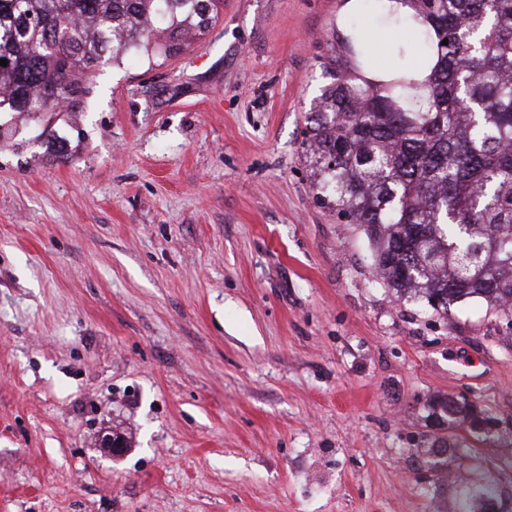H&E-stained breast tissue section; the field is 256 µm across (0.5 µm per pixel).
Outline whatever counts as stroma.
<instances>
[{"instance_id":"obj_1","label":"stroma","mask_w":512,"mask_h":512,"mask_svg":"<svg viewBox=\"0 0 512 512\" xmlns=\"http://www.w3.org/2000/svg\"><path fill=\"white\" fill-rule=\"evenodd\" d=\"M343 2L224 0L101 67L54 151L0 137V512H454L438 441L512 503V324L396 299L317 197ZM460 396L491 431L431 417Z\"/></svg>"}]
</instances>
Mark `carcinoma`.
<instances>
[{"label": "carcinoma", "mask_w": 512, "mask_h": 512, "mask_svg": "<svg viewBox=\"0 0 512 512\" xmlns=\"http://www.w3.org/2000/svg\"><path fill=\"white\" fill-rule=\"evenodd\" d=\"M408 32L380 66L361 24L337 36L305 145L320 199L358 225L397 299L448 313L482 299L512 318V0H388ZM408 6L421 26L395 15ZM224 0H0V112L39 124L79 112L97 70L180 53ZM448 44H443V40ZM429 67L422 82L406 79ZM436 409L454 427L462 404ZM455 512L500 498L456 478Z\"/></svg>", "instance_id": "cac0c4a2"}]
</instances>
